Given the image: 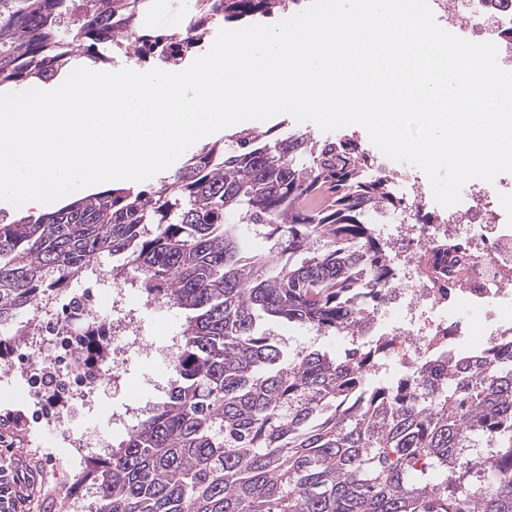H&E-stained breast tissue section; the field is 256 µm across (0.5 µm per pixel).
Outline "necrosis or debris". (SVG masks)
Wrapping results in <instances>:
<instances>
[{
  "mask_svg": "<svg viewBox=\"0 0 512 512\" xmlns=\"http://www.w3.org/2000/svg\"><path fill=\"white\" fill-rule=\"evenodd\" d=\"M435 20L449 32L473 42H493L498 63L512 71V0H430ZM375 170L390 176L398 193L411 202L401 213L372 218L394 259L387 299L375 312L379 322H393L384 350L373 356L369 369L381 371L391 360L413 367L435 340L469 337L477 346L493 337L512 334V173L494 182H467L458 204L443 207L430 198L417 171L391 168L378 157ZM461 242L463 249L444 260L447 288H438L423 267L425 248L438 238ZM125 289L112 292V310L119 320L106 326L104 343L92 344L85 329L52 328L50 338L30 355L27 383L30 396L41 392L45 370L59 374L67 402L56 410L65 419L70 402L94 392L104 379L103 365L144 346L136 320L125 307Z\"/></svg>",
  "mask_w": 512,
  "mask_h": 512,
  "instance_id": "1",
  "label": "necrosis or debris"
}]
</instances>
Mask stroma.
<instances>
[{
	"instance_id": "stroma-1",
	"label": "stroma",
	"mask_w": 512,
	"mask_h": 512,
	"mask_svg": "<svg viewBox=\"0 0 512 512\" xmlns=\"http://www.w3.org/2000/svg\"><path fill=\"white\" fill-rule=\"evenodd\" d=\"M255 127L270 132L274 137L300 132L317 140L330 135L366 147L371 144L367 131L361 126L351 125L328 135L314 123L299 122L287 114L256 122ZM113 288L112 259L105 255L81 278L49 295L48 300L53 309L51 322L66 321L72 300L89 292L96 297V312H111L110 295ZM127 292L128 307L134 310L142 334L154 344L155 349L151 352L128 354L126 363L119 371V382H106L90 403L78 406L68 420L57 422L45 419L31 422V450L42 460L43 512H69L71 503L77 502L86 507L92 502L91 481L86 476L87 468L75 462L80 451L75 448L74 443L81 438L83 432H99L107 444H118L117 432L110 424L112 415L125 412L128 400H136L140 405L156 400L151 382L166 371L159 349L167 344L183 313L169 303L147 298L137 287H128Z\"/></svg>"
}]
</instances>
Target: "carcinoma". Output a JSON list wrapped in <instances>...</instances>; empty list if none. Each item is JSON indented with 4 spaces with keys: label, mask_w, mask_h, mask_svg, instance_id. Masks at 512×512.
Here are the masks:
<instances>
[{
    "label": "carcinoma",
    "mask_w": 512,
    "mask_h": 512,
    "mask_svg": "<svg viewBox=\"0 0 512 512\" xmlns=\"http://www.w3.org/2000/svg\"><path fill=\"white\" fill-rule=\"evenodd\" d=\"M150 0H0V86L58 75L134 35L175 65L202 38L142 25ZM295 0H195V27L287 12ZM147 189L112 187L38 216L0 215V329L103 254L112 279L182 309L164 400L93 473L89 512H512V336L442 345L417 376L375 381L365 348L285 350L264 324L385 338L388 247L371 212L401 205L350 141L243 129ZM271 228L255 253L235 223ZM483 458L470 462L473 449ZM490 490L481 491L472 466Z\"/></svg>",
    "instance_id": "cac0c4a2"
}]
</instances>
